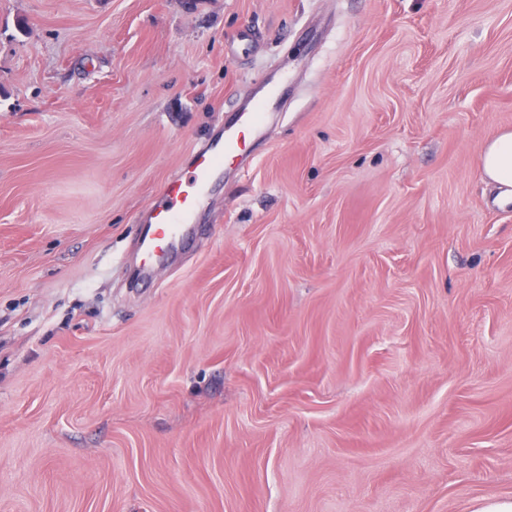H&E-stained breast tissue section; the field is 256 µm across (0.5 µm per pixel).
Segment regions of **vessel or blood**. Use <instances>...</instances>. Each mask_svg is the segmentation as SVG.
<instances>
[{
	"mask_svg": "<svg viewBox=\"0 0 512 512\" xmlns=\"http://www.w3.org/2000/svg\"><path fill=\"white\" fill-rule=\"evenodd\" d=\"M271 95H264L237 108L236 121L224 133L222 145L200 151L193 167V184L185 186L178 178L169 180L161 189L162 201L149 214V226L143 250L146 254L165 253L181 243L186 228L193 223L199 202L211 179L224 165L226 153L238 148L239 128H259L271 107Z\"/></svg>",
	"mask_w": 512,
	"mask_h": 512,
	"instance_id": "1",
	"label": "vessel or blood"
}]
</instances>
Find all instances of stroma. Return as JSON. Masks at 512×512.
Instances as JSON below:
<instances>
[{"instance_id":"stroma-1","label":"stroma","mask_w":512,"mask_h":512,"mask_svg":"<svg viewBox=\"0 0 512 512\" xmlns=\"http://www.w3.org/2000/svg\"><path fill=\"white\" fill-rule=\"evenodd\" d=\"M506 129L512 0H0V512L512 502ZM274 97L275 90L271 89L266 95L238 106L236 121L227 125L223 144L201 150L197 155L193 166V191L187 190L180 178L164 184L160 192L161 203L155 204L150 210L147 238L142 246L149 257H155L153 253L168 252L181 243L186 228L194 221L200 199L211 179L224 166V155L239 148L238 125L259 128ZM483 176L501 187L496 198L500 206L512 204V132L498 134L482 156Z\"/></svg>"}]
</instances>
